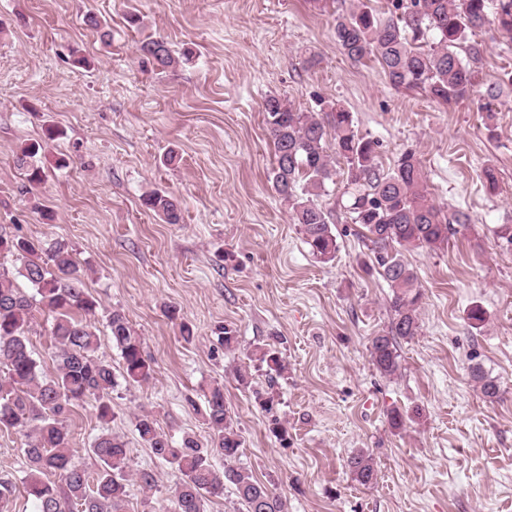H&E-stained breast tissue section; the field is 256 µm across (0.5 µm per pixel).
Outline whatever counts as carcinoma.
Returning <instances> with one entry per match:
<instances>
[{
  "label": "carcinoma",
  "mask_w": 512,
  "mask_h": 512,
  "mask_svg": "<svg viewBox=\"0 0 512 512\" xmlns=\"http://www.w3.org/2000/svg\"><path fill=\"white\" fill-rule=\"evenodd\" d=\"M384 15L367 0H352L349 9L336 16V45L354 62L377 61L389 84L421 90L446 104L470 96L476 88L477 65L485 49L474 39L489 28L512 39V0H388ZM461 48L464 54L456 49ZM140 52L159 70L178 66L189 58L173 54L163 39L142 41ZM263 112L274 147L269 180L288 203L293 223L299 227L310 253L321 262L333 260L336 235L333 210L320 197L327 183H336V160L345 162L343 192L336 200L339 215L365 229L367 247L391 296V320L387 330L374 336L370 358L384 377L401 370L399 342L421 329L423 294L414 270L403 259L409 249L440 250L448 245L455 226L472 223L463 209L444 212L430 197L420 160L412 151L399 155L392 168L377 162V143L354 129L351 114L337 104L321 113L300 112L287 99L268 96ZM333 141L328 152L327 140ZM43 144L24 145L18 166L27 170L31 183L43 180ZM143 205L167 224L182 221L180 203L173 196L153 191ZM20 256L21 267L13 276L0 270V429L25 432L28 474L23 481L27 497L37 512H126L129 448L122 437L105 429L88 452L98 462L91 473L74 461V449L66 427L72 408L88 398L97 402V417H112L111 393L116 385L112 365L97 355L98 338L84 317L96 314L97 301L83 288V276L68 248L58 242H40L9 235L0 228V254ZM23 278L33 293L17 284ZM54 314L51 338L56 371L48 376L33 354L28 323L34 312ZM112 344L120 351L122 377L146 382L153 367L140 337L118 311L107 314ZM252 356L271 371L284 369L270 348L258 347ZM471 378L484 398L501 396L496 380L478 365ZM206 399L210 441L202 445L187 436L173 445L157 419L144 413L136 419L139 438L153 455L171 464L178 481L171 490L172 512H207V502L224 494L225 483L235 486L244 512H284L280 497L247 471L234 466L242 441L224 403V388L212 386ZM224 459L217 470L211 457ZM353 480L360 486L376 483L378 471L364 451L349 459ZM55 475L59 482L48 480Z\"/></svg>",
  "instance_id": "obj_1"
}]
</instances>
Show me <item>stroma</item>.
<instances>
[{"mask_svg": "<svg viewBox=\"0 0 512 512\" xmlns=\"http://www.w3.org/2000/svg\"><path fill=\"white\" fill-rule=\"evenodd\" d=\"M344 0H0V225L46 243L60 241L100 304L91 322L98 354L121 369L105 315L122 312L143 343L149 381H119L112 420L94 400L68 422L75 460L103 428L130 448L128 472L153 469V489L130 483L126 512H168L178 478L140 441L135 418L155 415L174 443L205 439V395L223 385L242 441L237 462L276 487L287 512H512V44L492 30L477 90L442 104L393 88L376 63H356L333 36ZM103 20L110 40L85 23ZM140 17L130 26L129 14ZM149 37L193 58L162 72L140 55ZM84 57L89 67L76 66ZM279 95L301 112L337 103L391 168L413 151L428 190L472 224L447 248L405 251L423 292L421 329L401 342V372L381 376L370 340L389 324L390 289L374 269L359 225L336 221L334 260L313 258L268 173L273 149L262 112ZM50 142L44 182L28 186L16 155ZM177 149L182 160L161 158ZM493 167L496 192L481 174ZM159 190L178 199L183 220L167 224L142 202ZM481 306L487 320L472 328ZM178 319H169L167 307ZM191 330L183 339L181 326ZM238 342L227 349L221 327ZM271 345L285 371L252 360ZM480 364L501 385L483 398L470 376ZM251 374L250 387L234 373ZM274 397L273 412L257 392ZM419 409L406 429L389 416ZM26 438L0 430V479L17 488L14 512H35L21 486ZM372 455L378 481L364 488L346 463Z\"/></svg>", "mask_w": 512, "mask_h": 512, "instance_id": "obj_1", "label": "stroma"}]
</instances>
